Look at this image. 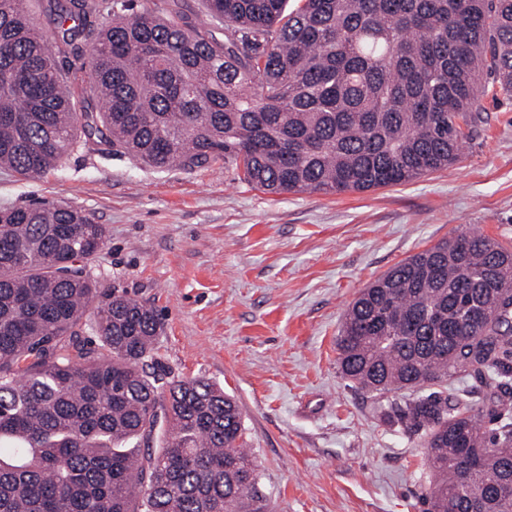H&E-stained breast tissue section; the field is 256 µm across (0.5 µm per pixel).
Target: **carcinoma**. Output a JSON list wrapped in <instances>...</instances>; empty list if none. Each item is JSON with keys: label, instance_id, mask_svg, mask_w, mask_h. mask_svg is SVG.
I'll use <instances>...</instances> for the list:
<instances>
[{"label": "carcinoma", "instance_id": "obj_1", "mask_svg": "<svg viewBox=\"0 0 512 512\" xmlns=\"http://www.w3.org/2000/svg\"><path fill=\"white\" fill-rule=\"evenodd\" d=\"M0 0V166L41 176L93 140L154 169L222 161L271 194L365 192L455 163L512 97V0ZM224 31L218 39L213 30ZM92 37L98 111L56 55ZM84 211H0V512H268L240 409L204 378L149 370L162 322L114 290L93 313ZM342 375L403 392L424 431L425 512H512V250L461 232L375 280L337 337ZM473 370L496 426L443 385ZM46 7L47 2L45 0H27V9L30 16L34 18L39 30L47 38L53 49H55V30L46 14Z\"/></svg>", "mask_w": 512, "mask_h": 512}]
</instances>
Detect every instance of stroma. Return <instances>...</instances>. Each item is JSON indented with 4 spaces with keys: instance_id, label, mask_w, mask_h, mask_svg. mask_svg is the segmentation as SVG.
I'll list each match as a JSON object with an SVG mask.
<instances>
[{
    "instance_id": "35a3bbf8",
    "label": "stroma",
    "mask_w": 512,
    "mask_h": 512,
    "mask_svg": "<svg viewBox=\"0 0 512 512\" xmlns=\"http://www.w3.org/2000/svg\"><path fill=\"white\" fill-rule=\"evenodd\" d=\"M448 169L341 195L264 193L216 163L163 171L91 143L46 174L0 169V210L50 202L105 225L88 268L164 323L160 369L223 386L242 413L269 512H424L419 435L344 379L336 338L360 292L461 232L512 246V97Z\"/></svg>"
}]
</instances>
